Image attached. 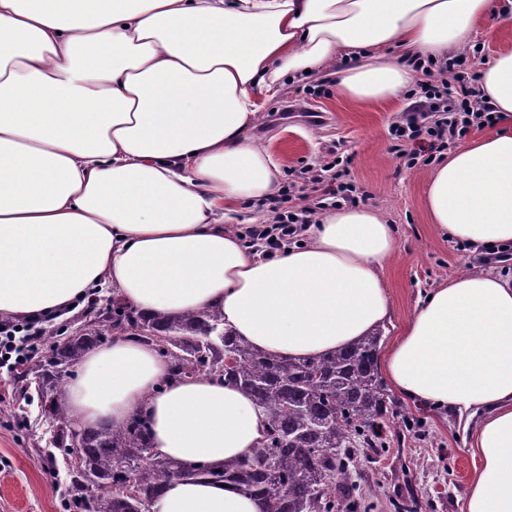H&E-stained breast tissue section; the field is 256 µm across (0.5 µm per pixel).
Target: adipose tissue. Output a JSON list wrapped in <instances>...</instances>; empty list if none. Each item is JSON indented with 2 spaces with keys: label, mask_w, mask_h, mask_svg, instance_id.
<instances>
[{
  "label": "adipose tissue",
  "mask_w": 512,
  "mask_h": 512,
  "mask_svg": "<svg viewBox=\"0 0 512 512\" xmlns=\"http://www.w3.org/2000/svg\"><path fill=\"white\" fill-rule=\"evenodd\" d=\"M512 0H0V316L67 315L113 295L147 315L213 310L283 357L346 347L391 313L397 243L369 207L324 212L272 257L223 223L260 202L279 165L251 136L306 71L337 65L348 99L389 101L411 57L467 46ZM497 132L431 172V224L476 255L512 247V51L482 70ZM383 367L412 401L464 417L479 459L463 512H512V276L458 275L429 291ZM89 425L151 423L152 451L183 465L251 457L268 416L235 385L179 379L123 337L90 352L63 395ZM154 512H262L237 488L181 478Z\"/></svg>",
  "instance_id": "obj_1"
}]
</instances>
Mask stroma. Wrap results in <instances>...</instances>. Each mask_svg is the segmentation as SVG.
<instances>
[{
	"label": "stroma",
	"mask_w": 512,
	"mask_h": 512,
	"mask_svg": "<svg viewBox=\"0 0 512 512\" xmlns=\"http://www.w3.org/2000/svg\"><path fill=\"white\" fill-rule=\"evenodd\" d=\"M295 84L264 100L254 136L280 168L279 181L295 180L302 166L328 154L349 162V174L364 190L366 204L392 224L397 252L383 276L392 313L384 324V343L398 337L419 299L477 260L469 247L444 237L430 224L423 207V165L408 166L392 152L395 122L408 100L362 103L331 94L312 98V117L278 109L295 96ZM391 427L384 453L355 451L351 479L376 495V512H393L394 501L415 497L421 512H463L474 461L469 438L456 414L418 405L391 393ZM71 476L65 457L51 444V427L41 414L33 378L16 379L0 369V512H63Z\"/></svg>",
	"instance_id": "obj_1"
}]
</instances>
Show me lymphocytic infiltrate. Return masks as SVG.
<instances>
[{"mask_svg":"<svg viewBox=\"0 0 512 512\" xmlns=\"http://www.w3.org/2000/svg\"><path fill=\"white\" fill-rule=\"evenodd\" d=\"M412 68L418 79L408 94L410 115L394 126L392 150L399 157L432 164L470 130L494 124L497 114L479 94V75L465 71L458 56L443 62L419 58ZM366 199L336 161L303 167L301 182H289L273 197L266 221L247 227V245L276 254L297 242L323 211L342 205L356 207ZM45 334L39 320H1L0 368L14 372L23 367L38 353Z\"/></svg>","mask_w":512,"mask_h":512,"instance_id":"obj_1","label":"lymphocytic infiltrate"}]
</instances>
